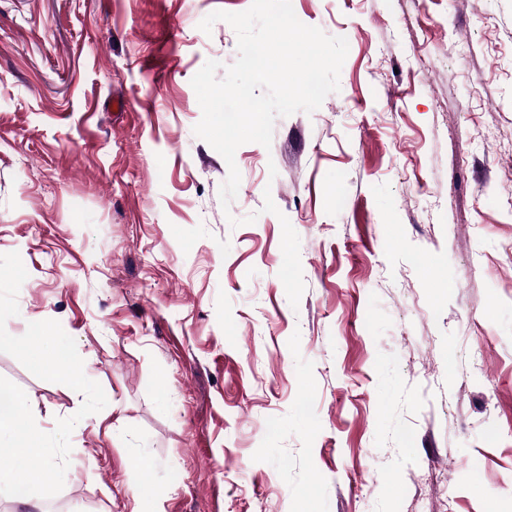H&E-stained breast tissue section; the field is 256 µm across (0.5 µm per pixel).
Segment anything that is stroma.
<instances>
[{
  "label": "stroma",
  "mask_w": 512,
  "mask_h": 512,
  "mask_svg": "<svg viewBox=\"0 0 512 512\" xmlns=\"http://www.w3.org/2000/svg\"><path fill=\"white\" fill-rule=\"evenodd\" d=\"M291 2L339 89L226 207L191 80L251 0H0L6 330L58 321L107 398L0 512H512V0ZM0 377L46 433L83 403Z\"/></svg>",
  "instance_id": "1"
}]
</instances>
